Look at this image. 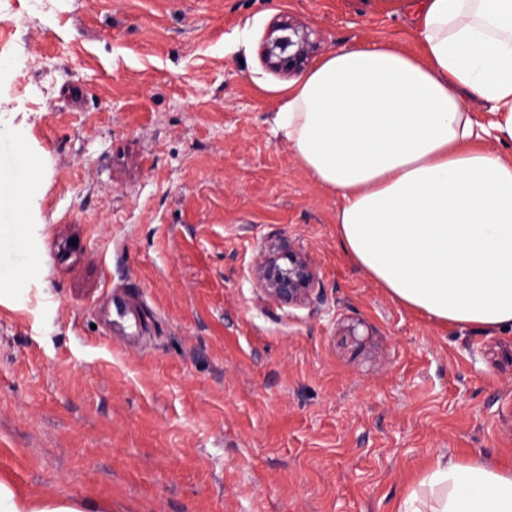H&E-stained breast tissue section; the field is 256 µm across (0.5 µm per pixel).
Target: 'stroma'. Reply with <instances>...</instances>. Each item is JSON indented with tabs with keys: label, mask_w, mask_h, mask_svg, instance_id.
Segmentation results:
<instances>
[{
	"label": "stroma",
	"mask_w": 512,
	"mask_h": 512,
	"mask_svg": "<svg viewBox=\"0 0 512 512\" xmlns=\"http://www.w3.org/2000/svg\"><path fill=\"white\" fill-rule=\"evenodd\" d=\"M414 2L0 0V138L25 130L39 177L38 262L0 296V474L112 512H396L436 456L512 464V328L393 301L275 132V23L314 64L415 54ZM274 242L314 263L303 304L257 286ZM131 283L148 333L122 342L96 306Z\"/></svg>",
	"instance_id": "35a3bbf8"
}]
</instances>
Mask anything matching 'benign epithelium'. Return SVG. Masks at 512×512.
Segmentation results:
<instances>
[{
  "label": "benign epithelium",
  "instance_id": "1",
  "mask_svg": "<svg viewBox=\"0 0 512 512\" xmlns=\"http://www.w3.org/2000/svg\"><path fill=\"white\" fill-rule=\"evenodd\" d=\"M290 30L293 35L269 37L264 48V61L274 71L302 70L312 52L305 35L291 23L274 27V31ZM316 274L311 260L291 247L272 245L263 254L256 268L259 289L270 300L285 305L304 303L310 295Z\"/></svg>",
  "mask_w": 512,
  "mask_h": 512
}]
</instances>
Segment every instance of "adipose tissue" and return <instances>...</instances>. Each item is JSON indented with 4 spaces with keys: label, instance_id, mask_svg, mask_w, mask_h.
Segmentation results:
<instances>
[{
    "label": "adipose tissue",
    "instance_id": "ef3b65f1",
    "mask_svg": "<svg viewBox=\"0 0 512 512\" xmlns=\"http://www.w3.org/2000/svg\"><path fill=\"white\" fill-rule=\"evenodd\" d=\"M420 55L389 44L340 48L288 87L275 131L338 194L347 256L394 301L445 324L512 327V0H420ZM475 99L496 112L476 126ZM0 139V287L15 282L26 212ZM0 512H104L35 498L0 477ZM397 512H512V466L436 457Z\"/></svg>",
    "mask_w": 512,
    "mask_h": 512
}]
</instances>
